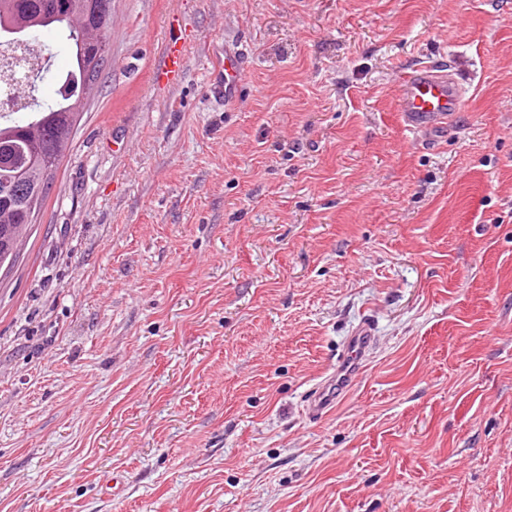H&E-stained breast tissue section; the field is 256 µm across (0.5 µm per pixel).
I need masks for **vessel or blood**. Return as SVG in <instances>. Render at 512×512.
Returning a JSON list of instances; mask_svg holds the SVG:
<instances>
[{
    "label": "vessel or blood",
    "instance_id": "vessel-or-blood-1",
    "mask_svg": "<svg viewBox=\"0 0 512 512\" xmlns=\"http://www.w3.org/2000/svg\"><path fill=\"white\" fill-rule=\"evenodd\" d=\"M184 43L178 18H171L167 47L157 71L160 82L171 84L181 80L186 65ZM245 69L241 50L233 44H225L224 54L211 73V92L222 96L225 104L238 102ZM462 105L463 89L458 82L429 66L415 69L399 86L397 110L402 114L406 129L420 138L429 137L445 125L449 115L460 111ZM373 341L372 330L366 325L348 337L335 371L324 379L308 400L310 414L318 416L327 412L336 399L351 388Z\"/></svg>",
    "mask_w": 512,
    "mask_h": 512
}]
</instances>
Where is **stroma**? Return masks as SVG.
Returning a JSON list of instances; mask_svg holds the SVG:
<instances>
[{
  "instance_id": "stroma-1",
  "label": "stroma",
  "mask_w": 512,
  "mask_h": 512,
  "mask_svg": "<svg viewBox=\"0 0 512 512\" xmlns=\"http://www.w3.org/2000/svg\"><path fill=\"white\" fill-rule=\"evenodd\" d=\"M182 80L156 69L167 23ZM0 268V512H512V0H112ZM50 57L42 104L73 48ZM248 55L240 103L208 75ZM461 73L438 141L396 110ZM375 343L306 400L363 322ZM168 29L167 47L157 71L158 79L165 84L180 81L186 65V58L183 51L186 39L182 33L178 18L173 16L171 20H169ZM373 341L374 336L368 325L361 326L348 337L344 354L338 361L336 370L324 379L308 400L307 409L310 414L322 416L342 393L351 388Z\"/></svg>"
}]
</instances>
